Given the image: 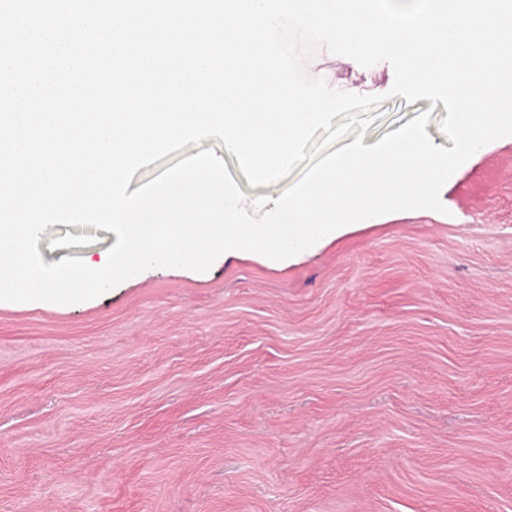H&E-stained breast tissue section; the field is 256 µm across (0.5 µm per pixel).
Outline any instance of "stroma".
<instances>
[{
	"mask_svg": "<svg viewBox=\"0 0 512 512\" xmlns=\"http://www.w3.org/2000/svg\"><path fill=\"white\" fill-rule=\"evenodd\" d=\"M305 75L381 96L363 142L443 104L317 48ZM220 139L140 168L137 190ZM444 212L351 223L274 262L155 267L75 304L0 302V512H512V140L440 191ZM111 231L50 225L44 263Z\"/></svg>",
	"mask_w": 512,
	"mask_h": 512,
	"instance_id": "stroma-1",
	"label": "stroma"
}]
</instances>
